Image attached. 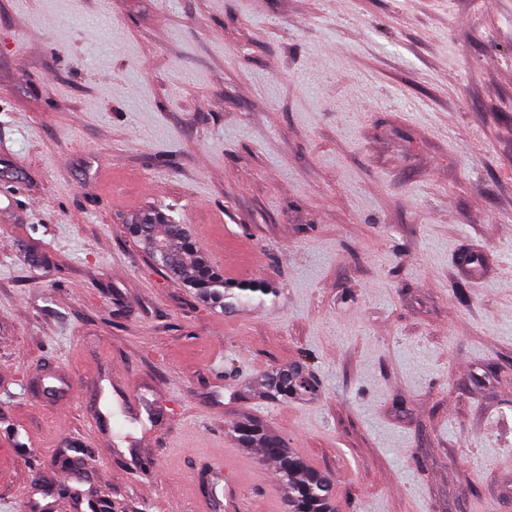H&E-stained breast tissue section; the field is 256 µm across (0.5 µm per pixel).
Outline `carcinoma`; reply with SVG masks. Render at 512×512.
Returning a JSON list of instances; mask_svg holds the SVG:
<instances>
[{"mask_svg": "<svg viewBox=\"0 0 512 512\" xmlns=\"http://www.w3.org/2000/svg\"><path fill=\"white\" fill-rule=\"evenodd\" d=\"M155 223L130 224L128 232L141 241L153 262L170 276L186 279L189 286L202 298L224 305V299L241 300L252 293L267 292L252 285L238 287L234 293L231 283L216 270L199 251L196 242L180 224H174L161 210H154ZM296 368L278 370L266 378L267 396L274 400L302 399L314 393V387L299 382ZM232 436L244 448L258 446L266 458L279 465L281 491L288 512H332L333 481L312 469L305 460L292 451L263 425L244 418L232 430Z\"/></svg>", "mask_w": 512, "mask_h": 512, "instance_id": "carcinoma-1", "label": "carcinoma"}]
</instances>
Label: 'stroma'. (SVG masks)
I'll list each match as a JSON object with an SVG mask.
<instances>
[{
  "mask_svg": "<svg viewBox=\"0 0 512 512\" xmlns=\"http://www.w3.org/2000/svg\"><path fill=\"white\" fill-rule=\"evenodd\" d=\"M0 152V512H67L69 459L100 512H212L219 461L287 512L245 417L335 512H512V0H0ZM149 208L257 293L154 267ZM295 364L316 394L267 399ZM112 373L152 438L117 411L91 441ZM93 442L112 441V410H97L94 426L90 433ZM232 436L244 448L259 446L266 458L279 465L281 491L289 512H333V481L312 469L276 435L252 418H244L232 430Z\"/></svg>",
  "mask_w": 512,
  "mask_h": 512,
  "instance_id": "stroma-1",
  "label": "stroma"
}]
</instances>
